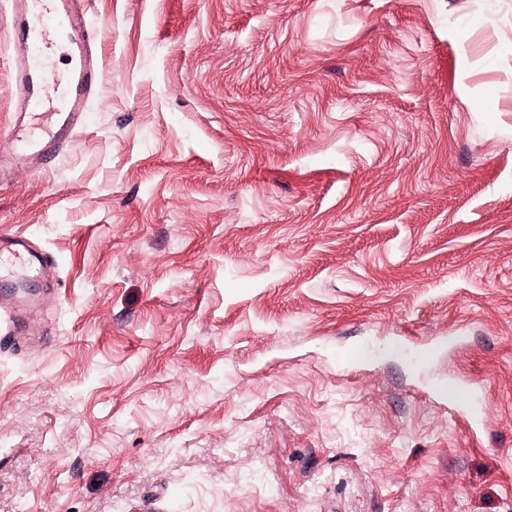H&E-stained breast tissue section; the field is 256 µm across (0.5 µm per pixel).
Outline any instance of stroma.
<instances>
[{
    "mask_svg": "<svg viewBox=\"0 0 512 512\" xmlns=\"http://www.w3.org/2000/svg\"><path fill=\"white\" fill-rule=\"evenodd\" d=\"M0 185V512H512V0H86ZM0 0V135L39 102ZM16 15V38L33 47L43 49L45 34L41 29L29 24L27 15L31 4L47 5L57 21L59 32L74 49L72 57V78L64 90L62 100L55 112L53 125L45 135L34 142L25 140L26 114H15L10 134L0 141V183L8 181L14 165L21 155L29 158L32 166L41 171L46 169L56 156L63 143L83 124L84 112L90 97L97 88L98 70L92 59L91 43L95 32L87 27L77 5L82 0H12ZM16 87L27 93L30 98L37 96L43 80L42 71L35 66L31 58H15L11 62ZM3 252L18 259L23 266L33 267L39 265L50 268L48 254L37 252L32 247L28 234L0 235V255ZM24 327L13 296L0 297V344L8 341L10 336H23Z\"/></svg>",
    "mask_w": 512,
    "mask_h": 512,
    "instance_id": "1",
    "label": "stroma"
}]
</instances>
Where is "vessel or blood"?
Returning <instances> with one entry per match:
<instances>
[{
    "label": "vessel or blood",
    "instance_id": "b4317fda",
    "mask_svg": "<svg viewBox=\"0 0 512 512\" xmlns=\"http://www.w3.org/2000/svg\"><path fill=\"white\" fill-rule=\"evenodd\" d=\"M34 0H12L16 15V36L18 39L36 48H44L46 38L41 29L30 25L27 15ZM49 13L57 21L59 31L74 50L72 57V78L63 93L62 100L55 112L53 125L45 135L34 142L26 141V116L15 114L10 134L0 141V183L10 177L19 156H27L37 170L46 169L55 160L63 143L83 124L84 114L90 97L97 88L98 70L92 59L91 44L95 38L93 30L87 27L78 10L80 0H41ZM17 88L29 96H36L43 80V74L32 59L17 58L11 63ZM8 253L18 259L22 265L45 266L49 256L37 252L24 233L0 235V253ZM24 333V322L12 296L0 297V344L10 337Z\"/></svg>",
    "mask_w": 512,
    "mask_h": 512
}]
</instances>
